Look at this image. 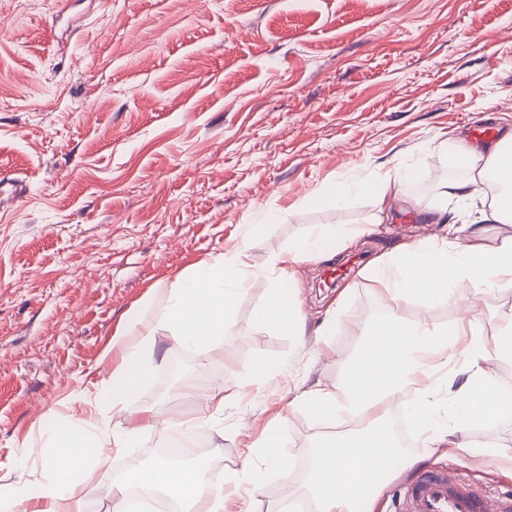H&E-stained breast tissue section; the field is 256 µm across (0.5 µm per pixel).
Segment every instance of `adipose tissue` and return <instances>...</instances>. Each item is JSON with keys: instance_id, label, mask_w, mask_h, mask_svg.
Instances as JSON below:
<instances>
[{"instance_id": "adipose-tissue-1", "label": "adipose tissue", "mask_w": 512, "mask_h": 512, "mask_svg": "<svg viewBox=\"0 0 512 512\" xmlns=\"http://www.w3.org/2000/svg\"><path fill=\"white\" fill-rule=\"evenodd\" d=\"M447 149L452 162L466 166L470 175L445 184L443 205L426 213V221L440 225V235L398 244L362 270V277L389 301L390 312L366 329L341 378L308 386L288 377L280 360L258 355L252 361L246 386L285 377L291 408L308 418L338 421L351 414L369 419L361 429L325 434L311 448L305 493L315 512H370V497L382 490L381 479L393 463L414 465L377 417L389 397L413 390L410 425L430 448L464 449L469 428L512 420V388L490 368L512 358V315L503 319L493 346H486L472 299L486 286L512 288V235L486 239L487 225L512 223V134L484 154L464 150L455 140L448 141ZM411 174L407 168L345 177L313 192L309 200L342 206L369 195L383 216L399 205L401 185ZM491 183L499 190L489 197L484 188ZM451 201L456 204L452 210L447 207ZM344 240L340 226L320 224L275 256L276 285L256 310V323L306 345L307 321L287 286L301 264L333 256ZM248 269L245 248L218 253L128 313L113 339L120 362L90 399L89 410L52 422L47 444L39 450L49 471L47 482L0 485V512H80L85 477L78 465L100 468L109 447H133L144 430L157 425L152 409L142 408L133 426L114 435L104 426L101 404H126L149 382L147 354L159 332H167L178 347L210 352L224 334ZM412 303L427 309L448 304L459 317L452 327L432 326L403 315ZM254 480V474L241 472L209 484L203 467L161 460L116 485V512H136L126 495L130 483L163 492L188 508L201 503L206 512H224L225 498Z\"/></svg>"}]
</instances>
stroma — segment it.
<instances>
[{
  "label": "stroma",
  "mask_w": 512,
  "mask_h": 512,
  "mask_svg": "<svg viewBox=\"0 0 512 512\" xmlns=\"http://www.w3.org/2000/svg\"><path fill=\"white\" fill-rule=\"evenodd\" d=\"M512 132V0H0V178L25 193L0 202V484L41 479L48 416L83 406L119 358L108 345L127 313L197 262L247 244L252 273L217 353L184 350L200 398L171 378L176 355L109 429L153 408L161 427L113 455L85 488L84 512H113L112 483L150 466L184 429L201 436L213 478L247 469L254 512H283L311 446L339 423L292 411L286 385L234 398L252 360H285L309 382H336L361 332L387 309L359 271L424 222L442 183L466 178L445 148L474 122ZM415 167L390 221L373 200L309 206L340 176ZM283 219L266 223L269 209ZM373 232L329 261L299 267L309 329L338 294L346 317L308 349L260 327L273 255L317 224ZM264 225L255 235L252 225ZM482 339L512 314V289L476 301ZM223 386L224 431L204 393ZM287 472L249 452L271 420ZM424 467L460 469L512 495V480L466 454L412 441Z\"/></svg>",
  "instance_id": "1"
}]
</instances>
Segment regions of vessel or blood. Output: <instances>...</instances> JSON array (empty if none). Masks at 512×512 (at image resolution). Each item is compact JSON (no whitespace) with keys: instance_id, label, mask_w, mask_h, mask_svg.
<instances>
[{"instance_id":"1","label":"vessel or blood","mask_w":512,"mask_h":512,"mask_svg":"<svg viewBox=\"0 0 512 512\" xmlns=\"http://www.w3.org/2000/svg\"><path fill=\"white\" fill-rule=\"evenodd\" d=\"M395 512H512V496L478 489L451 467L424 472L401 488Z\"/></svg>"}]
</instances>
